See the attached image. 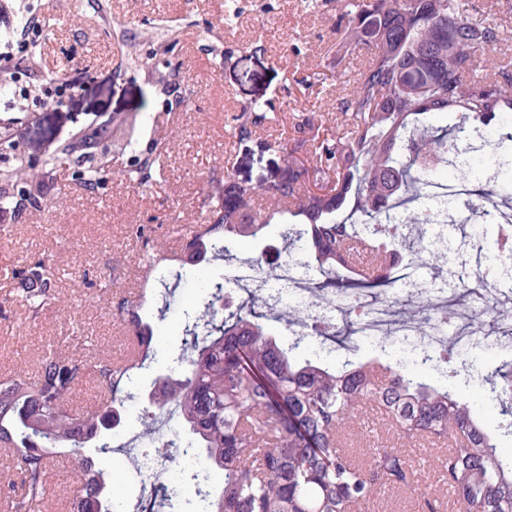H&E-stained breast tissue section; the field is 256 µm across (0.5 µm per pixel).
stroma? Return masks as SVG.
<instances>
[{
  "instance_id": "35a3bbf8",
  "label": "stroma",
  "mask_w": 512,
  "mask_h": 512,
  "mask_svg": "<svg viewBox=\"0 0 512 512\" xmlns=\"http://www.w3.org/2000/svg\"><path fill=\"white\" fill-rule=\"evenodd\" d=\"M472 22L499 29L512 50V0H458ZM238 16L227 22L228 6ZM340 11L336 0H41L32 32L38 47L27 59L39 79L66 71L80 80L65 107L35 108L15 97H0V173L10 171L13 154L30 165L24 180L43 201L67 193L65 209L0 208V272L50 256L58 299L32 320L16 298L12 280L0 275V375L16 366L36 372L43 356L77 352L96 360L100 351L122 357L127 344L109 305L138 299L151 248L137 237L151 227L163 247L181 249L206 216L203 198L225 173L252 185L266 182L283 166L270 144L290 129L299 112L333 114L343 83L357 79L370 53L337 57ZM179 79L176 93L154 80V63ZM319 83L305 88L304 78ZM259 103L276 115L248 141L233 135L242 107ZM90 126L110 129L109 175L89 192L70 170L50 165L64 144ZM155 153L163 172L148 185L130 182L135 159ZM192 282L176 289L160 329L157 359L137 381L136 398L125 404L112 432L115 453L100 456L103 469L127 486L126 512H149L169 488L194 495L179 463L172 480L142 489L131 479L124 454L145 405L143 396L166 374L183 341L182 311L193 298ZM476 365L458 389L472 403L485 429L505 455H512V422L498 417L480 372L512 360V346L490 335L469 348Z\"/></svg>"
}]
</instances>
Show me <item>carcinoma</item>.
<instances>
[{
    "label": "carcinoma",
    "instance_id": "carcinoma-1",
    "mask_svg": "<svg viewBox=\"0 0 512 512\" xmlns=\"http://www.w3.org/2000/svg\"><path fill=\"white\" fill-rule=\"evenodd\" d=\"M342 46L367 47L372 55L360 78L343 89L341 115L351 125L331 124L315 113L297 116L292 136L271 147L286 167L275 174L274 190L262 191L264 209L250 206L259 188L230 174L204 200L206 224L183 244L181 267L199 272L196 295L183 310L185 336L177 369L161 378L159 398L141 414L138 439L144 448H175L181 470L195 483L196 499L187 509L201 512H365L383 490L415 493L425 512H440L444 494L465 512H512V467L497 443L474 419L469 403L453 386L437 388L415 380L397 363L350 359L330 366L319 358L298 359L310 342H336V327L317 324L292 302L267 307V290L278 283L272 266L236 311L217 321V305L231 279L209 271L213 259L228 270L261 261L245 252L251 241L280 238L285 262H296L305 277L295 288L325 299L379 294L392 308L403 304L393 258L407 252L440 275L453 258L419 237L388 233V212L399 206L412 225L414 206L443 155H462L464 116L488 121L512 112V65L501 60L473 76L475 53L497 51L499 30L475 24L457 0H343ZM263 106L243 108L235 127L248 141L267 119ZM106 128L81 132L67 150L81 186L94 190L104 171L84 142L105 140ZM494 160L474 179L472 166L455 169L454 181L478 185L454 206L455 227L488 215L496 201L512 200V125L499 124L488 138ZM161 171L160 157L138 159L130 180L141 186ZM364 217L360 224L338 219L349 198ZM31 318L56 295L52 273L39 258L13 272ZM115 317L137 358L115 360L103 354L90 365L83 358L51 354L36 377L22 366L0 378V447L17 456L24 487L11 500L12 512H48L45 477L51 454L74 456L77 487L68 512H123V486L104 483L88 444L115 451L103 435L110 413L134 397L135 370L150 357L155 324L141 314V303L123 301ZM512 320V307L485 299L471 312L470 339H480L485 319ZM456 310L427 301L407 309L406 321L428 325L455 322ZM289 333L284 343L266 322ZM423 364L447 368L448 378L469 376L471 364L455 347L424 356ZM101 389L98 410L77 413L74 399L88 373ZM498 415L512 419V365L482 376ZM369 411L383 413L392 442L353 455L349 442L364 439L359 427ZM176 415L174 429L189 439L160 441L157 414ZM427 440L444 447L438 458L445 489H420L406 446ZM205 457L206 471L197 469Z\"/></svg>",
    "mask_w": 512,
    "mask_h": 512
}]
</instances>
